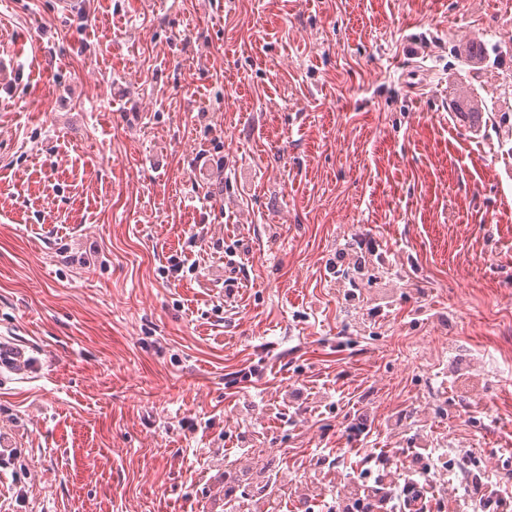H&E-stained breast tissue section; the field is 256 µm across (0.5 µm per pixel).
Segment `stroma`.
Instances as JSON below:
<instances>
[{
    "mask_svg": "<svg viewBox=\"0 0 512 512\" xmlns=\"http://www.w3.org/2000/svg\"><path fill=\"white\" fill-rule=\"evenodd\" d=\"M0 23V339L36 365L0 381V512H225L245 426L331 490L357 411L391 458L424 436L512 469V0H7ZM19 81V70L14 52L0 43V92L9 94Z\"/></svg>",
    "mask_w": 512,
    "mask_h": 512,
    "instance_id": "35a3bbf8",
    "label": "stroma"
}]
</instances>
